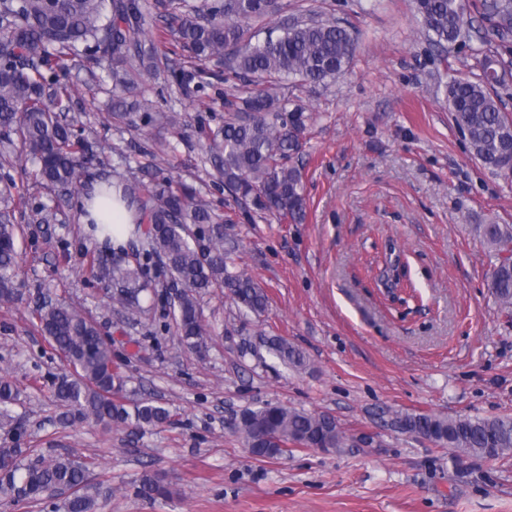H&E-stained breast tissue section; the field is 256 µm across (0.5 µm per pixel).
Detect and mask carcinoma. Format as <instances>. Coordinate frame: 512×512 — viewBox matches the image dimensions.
<instances>
[{
    "mask_svg": "<svg viewBox=\"0 0 512 512\" xmlns=\"http://www.w3.org/2000/svg\"><path fill=\"white\" fill-rule=\"evenodd\" d=\"M491 23V34L502 42L512 37V0H415L421 32L445 48L462 41L472 19L470 7ZM280 0H204L194 14L158 15L191 68H168L155 45L144 36L150 17L147 0H0V167L13 165L9 147L18 141L35 166L36 183L67 201L85 187L93 169L104 164L103 149L75 129L72 89L65 81L68 61L79 49L99 52L93 65L108 63L112 80V117L135 127L140 123H177V116L153 102L133 98L136 78L148 75L186 86L203 84L205 64L223 66L231 78L248 89L232 117L216 131L204 133L205 148L219 164L224 187L256 214H272L301 224L306 218L302 171L288 164L302 148L303 110H289L261 86L293 79L324 85L348 69L357 39L333 17L301 16L283 20L279 34L264 38L250 24L280 14ZM480 73L452 77L446 101L457 129L483 168L512 176V115L503 111L494 94L504 76L498 60L484 50ZM122 199L136 208L135 238L107 256L88 263L92 279L112 286V303L125 312H144L141 295L151 286L155 260L178 287L170 302L180 343L199 353L207 347L208 330L200 299L216 289L247 311L260 315L267 295L246 273L229 270L236 240L224 219L195 201L189 188L162 179L145 188L119 184ZM21 196L13 182L0 184V303L21 299L18 283V241L21 228L16 212ZM477 233L492 248V293L501 306L512 307V225L479 224ZM36 327L57 350L66 366L52 381L56 402L64 411L61 423L92 421L106 430L124 426L135 430L171 421L170 411L152 400L126 405L121 399L124 379L112 367L111 345L95 322L75 304L46 302L35 310ZM267 350L296 370L307 366L302 350L280 336L267 340ZM20 392L0 375V498L15 505L43 504L48 512H95L99 500L112 496L90 476V462L73 451L44 453L24 448L25 430L11 407ZM392 429L426 438L460 455L487 460L512 459V416H445L388 410ZM234 433L257 457L283 455L297 443L340 453L350 437L336 418L284 404L245 408L236 416ZM136 493L164 498L169 490L155 475H144Z\"/></svg>",
    "mask_w": 512,
    "mask_h": 512,
    "instance_id": "cac0c4a2",
    "label": "carcinoma"
}]
</instances>
